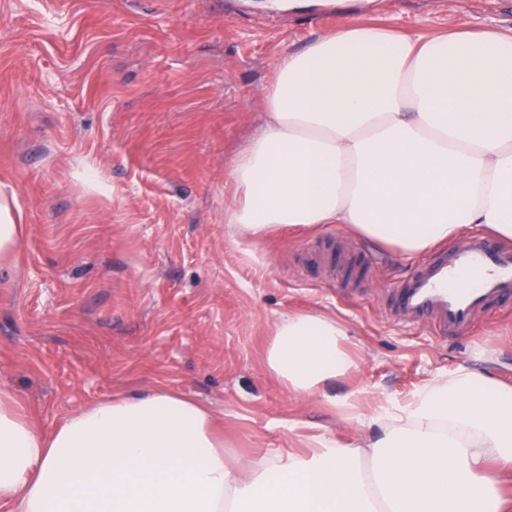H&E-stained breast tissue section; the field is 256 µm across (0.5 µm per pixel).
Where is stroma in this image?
Returning a JSON list of instances; mask_svg holds the SVG:
<instances>
[{
  "instance_id": "35a3bbf8",
  "label": "stroma",
  "mask_w": 512,
  "mask_h": 512,
  "mask_svg": "<svg viewBox=\"0 0 512 512\" xmlns=\"http://www.w3.org/2000/svg\"><path fill=\"white\" fill-rule=\"evenodd\" d=\"M0 0V185L22 234L0 280V383L45 433L120 393L207 405L224 453L262 466L378 433L330 397L405 399L467 365L512 385V320L464 335L384 300L423 263L343 224L253 243L224 221L228 167L274 65L318 34L512 27V0ZM321 313L357 362L325 397L266 366L275 323Z\"/></svg>"
}]
</instances>
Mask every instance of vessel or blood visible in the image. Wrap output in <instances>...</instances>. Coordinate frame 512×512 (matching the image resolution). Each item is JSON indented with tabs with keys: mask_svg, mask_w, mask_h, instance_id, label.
<instances>
[{
	"mask_svg": "<svg viewBox=\"0 0 512 512\" xmlns=\"http://www.w3.org/2000/svg\"><path fill=\"white\" fill-rule=\"evenodd\" d=\"M400 321L431 323L440 332L464 334L478 316L512 306V247L481 233L459 239L390 291Z\"/></svg>",
	"mask_w": 512,
	"mask_h": 512,
	"instance_id": "b4317fda",
	"label": "vessel or blood"
}]
</instances>
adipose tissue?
Here are the masks:
<instances>
[{
	"mask_svg": "<svg viewBox=\"0 0 512 512\" xmlns=\"http://www.w3.org/2000/svg\"><path fill=\"white\" fill-rule=\"evenodd\" d=\"M263 125L233 157L228 223L346 224L417 254L480 225L512 239V34L360 26L281 56ZM315 313L281 318L266 366L317 396L357 363ZM366 447L321 444L258 469L227 461L207 408L165 389L96 403L45 434L0 385V507L10 512H502L512 387L460 366L379 405ZM369 458L364 477L360 458Z\"/></svg>",
	"mask_w": 512,
	"mask_h": 512,
	"instance_id": "1",
	"label": "adipose tissue"
}]
</instances>
